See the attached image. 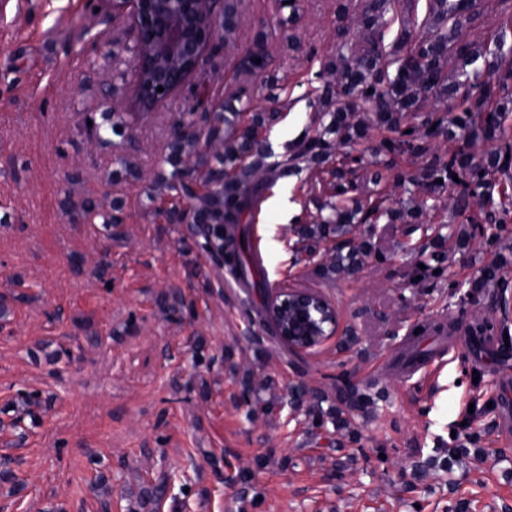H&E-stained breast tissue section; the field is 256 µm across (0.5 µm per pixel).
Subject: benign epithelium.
Wrapping results in <instances>:
<instances>
[{
  "mask_svg": "<svg viewBox=\"0 0 512 512\" xmlns=\"http://www.w3.org/2000/svg\"><path fill=\"white\" fill-rule=\"evenodd\" d=\"M115 16L130 18L140 41L135 61L139 79L128 101L149 97L154 111L166 98L161 67L188 58L201 63L220 36L212 23L215 0H106ZM265 309L274 336L298 354L310 353L333 339L338 326L336 307L321 293L307 288H270Z\"/></svg>",
  "mask_w": 512,
  "mask_h": 512,
  "instance_id": "benign-epithelium-1",
  "label": "benign epithelium"
}]
</instances>
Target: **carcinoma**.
I'll return each mask as SVG.
<instances>
[{
	"label": "carcinoma",
	"instance_id": "1",
	"mask_svg": "<svg viewBox=\"0 0 512 512\" xmlns=\"http://www.w3.org/2000/svg\"><path fill=\"white\" fill-rule=\"evenodd\" d=\"M463 25V10L457 0H432L421 30L412 33L404 29L394 50L386 51L373 37L369 48L358 57L350 47L340 53L336 62L321 73L325 93L311 102L316 111L330 116V122L316 134L299 139L290 161L302 160L321 167L332 155V137L356 142L372 127L395 133L381 142L380 151L387 155L405 151L423 155L427 141L440 136L452 143L464 141L470 147L478 142L506 139V124L512 120V64L505 63L504 55L512 53V44L508 43L505 30L492 48L462 40L457 30ZM450 61L457 72L454 79L447 73ZM427 96L442 104L438 113L426 115L421 129L404 124L406 115L418 111ZM361 107L368 108L366 120L356 118ZM205 112L204 126L195 129L187 125L173 132L171 153L166 160L170 169H160L151 188L170 198V223H182L184 213H189L191 223L207 225L205 245L212 251H232L241 269L251 276L259 273V268L248 262L252 247L246 232H237V226L244 223L258 200L252 176L265 165L258 140L265 118L257 115L251 125L230 139L224 134V104L212 103ZM102 117L104 122L94 127L99 139L103 132L115 133L123 127L121 113L108 105ZM510 167L512 144L507 142L479 158L470 151H454L444 163L434 158L404 177L403 183L413 187L429 185L450 195L456 192L457 184H464L470 191L458 194L457 206L462 210L472 204L480 206L488 223L503 231L504 220L499 216L491 176ZM332 177L336 204L331 206V214L322 219L324 224H370L382 216L390 222L406 223L413 217L404 208H365L349 196L355 189L353 183L337 171ZM439 179L443 183H437ZM63 206L83 222L99 224L107 232L120 223L114 214L116 207L108 209L90 196L75 199L68 194ZM503 240L500 234L490 238V243L503 252L496 253L495 264L480 269L474 287L497 282L498 271L512 261L505 255L512 252V246ZM359 254L367 255L362 243L346 252L338 250L325 271L345 272L359 265ZM339 398L354 406L375 404L369 391L357 387L339 390Z\"/></svg>",
	"mask_w": 512,
	"mask_h": 512
}]
</instances>
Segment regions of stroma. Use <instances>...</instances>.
I'll return each instance as SVG.
<instances>
[{
  "instance_id": "stroma-1",
  "label": "stroma",
  "mask_w": 512,
  "mask_h": 512,
  "mask_svg": "<svg viewBox=\"0 0 512 512\" xmlns=\"http://www.w3.org/2000/svg\"><path fill=\"white\" fill-rule=\"evenodd\" d=\"M372 0H242L235 34L214 63L157 107L126 113L123 134L95 138L111 68L132 63L135 31L101 0H35L0 7V457L21 458L0 481V512H512V360L498 342L476 349L466 325L497 322L493 289L475 287L494 259L473 230L476 209L416 188L415 224H351L372 244L356 274L327 280L298 227L320 221L330 175L289 171L294 144L322 127L310 103L323 63L344 45L368 47ZM263 49L268 66L250 72ZM276 95L261 136L268 156L248 232L268 288H312L337 310L343 339L295 354L274 338L262 296L169 223L147 195L176 127L222 102L235 124ZM382 135L337 145L359 157L355 197L397 206L400 176L421 159L391 156L395 178L373 183ZM135 172L118 174V157ZM290 215L274 205L281 193ZM120 200L111 232L72 221L65 194ZM450 233L442 276L422 275L424 246ZM468 287V295L455 286ZM421 357L403 376L401 353ZM257 386L240 404L242 378ZM375 384L376 405L340 404L355 432L340 442L287 403L291 388L335 396ZM455 449L451 473L426 466ZM166 481L161 505L141 507Z\"/></svg>"
}]
</instances>
